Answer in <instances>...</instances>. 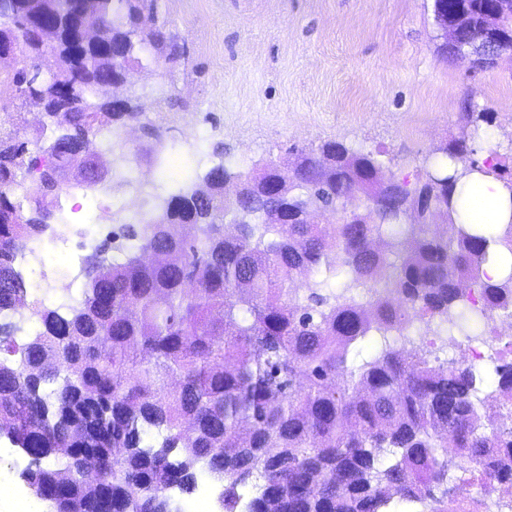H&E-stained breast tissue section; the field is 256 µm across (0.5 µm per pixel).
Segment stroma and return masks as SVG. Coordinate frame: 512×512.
I'll return each mask as SVG.
<instances>
[{"label": "stroma", "instance_id": "stroma-1", "mask_svg": "<svg viewBox=\"0 0 512 512\" xmlns=\"http://www.w3.org/2000/svg\"><path fill=\"white\" fill-rule=\"evenodd\" d=\"M154 23L185 56L144 64L117 90L167 133V164L129 160L131 182L167 186L220 159L280 163L293 146L332 139L412 177L433 148L465 135L469 109L493 112L497 143H512V53L487 69L441 56L432 0H158ZM74 206L82 224L143 217L70 180L52 222ZM27 463L0 439V512H13Z\"/></svg>", "mask_w": 512, "mask_h": 512}]
</instances>
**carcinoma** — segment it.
<instances>
[{
  "label": "carcinoma",
  "mask_w": 512,
  "mask_h": 512,
  "mask_svg": "<svg viewBox=\"0 0 512 512\" xmlns=\"http://www.w3.org/2000/svg\"><path fill=\"white\" fill-rule=\"evenodd\" d=\"M155 2L0 0V50H15L0 83L42 115L30 140L0 133V317L14 333L24 306L41 325L21 344L0 338V438L29 459L31 494L54 490L45 512H95L110 482L112 512H183L169 491L190 494L207 475L224 512H393L397 498L490 512L453 471L463 462L486 490L512 489V362L494 367L485 395L477 368L437 351L512 316V270L493 281L483 269L490 251L512 253V223H456V185L482 170L463 138L434 148L413 184L337 141L292 148L291 174L262 159L215 165L154 196L125 226L124 258L101 264L106 246L95 248L79 301L28 303L15 259L50 229L60 174L100 171L99 125L119 140L141 122L137 101L117 104L110 89L148 45L157 66L180 58L140 26ZM446 2L450 23L495 13L499 40L476 66L512 51V0ZM46 19L57 64L36 75L19 34ZM460 119L476 131L494 121ZM146 127L137 154L160 165L166 132ZM48 129L53 152L29 154ZM309 198L336 223L314 222ZM368 336L374 354L358 363L350 349Z\"/></svg>",
  "instance_id": "1"
}]
</instances>
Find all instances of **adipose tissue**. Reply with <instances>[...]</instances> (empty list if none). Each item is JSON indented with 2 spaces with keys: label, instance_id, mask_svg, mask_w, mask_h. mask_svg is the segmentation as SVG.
Returning <instances> with one entry per match:
<instances>
[{
  "label": "adipose tissue",
  "instance_id": "adipose-tissue-1",
  "mask_svg": "<svg viewBox=\"0 0 512 512\" xmlns=\"http://www.w3.org/2000/svg\"><path fill=\"white\" fill-rule=\"evenodd\" d=\"M456 196L458 223L512 222V189L494 175L475 173L462 179L457 185Z\"/></svg>",
  "mask_w": 512,
  "mask_h": 512
}]
</instances>
